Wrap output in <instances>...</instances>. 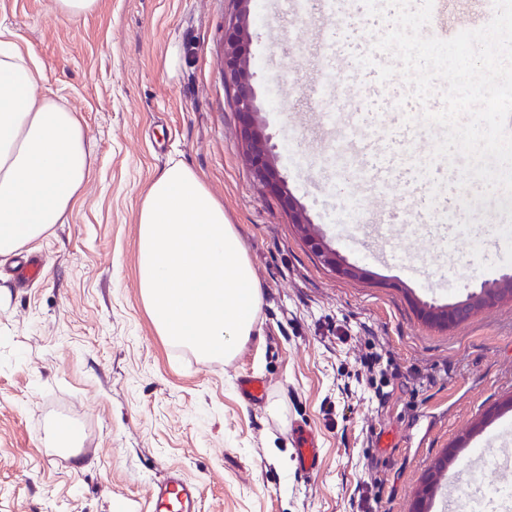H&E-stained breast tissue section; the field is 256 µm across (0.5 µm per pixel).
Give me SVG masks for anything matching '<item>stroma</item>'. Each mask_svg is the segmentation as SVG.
Returning a JSON list of instances; mask_svg holds the SVG:
<instances>
[{"mask_svg":"<svg viewBox=\"0 0 512 512\" xmlns=\"http://www.w3.org/2000/svg\"><path fill=\"white\" fill-rule=\"evenodd\" d=\"M52 0H0V27L28 50L45 87L78 112L92 149L90 179L69 223L24 249L41 279L19 285L0 258V512H147L151 487L176 466L201 489L199 512H359L358 485L378 483V512H413L443 449L461 484L499 478L502 451L470 450L512 420V300L447 327L419 314L512 274L496 201L458 209L462 233L439 248L420 225L391 238L401 262L372 260L363 226L394 224L391 196L337 193L323 154L332 139L306 91L316 77L319 13L297 18L257 0L248 52L265 133L286 144L277 169L326 242L360 278L331 273L243 156L224 88V25L233 0H99L66 22ZM343 44L371 43L385 21L361 0ZM204 179L244 241L262 288L256 333L231 360L202 359L157 333L138 288L142 187L168 160ZM360 195L357 222H337ZM388 360V396L356 382L360 358ZM268 383L244 399L241 376ZM277 402L281 418L266 405ZM313 431L321 469L300 477L297 428Z\"/></svg>","mask_w":512,"mask_h":512,"instance_id":"obj_1","label":"stroma"}]
</instances>
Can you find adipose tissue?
<instances>
[{"mask_svg":"<svg viewBox=\"0 0 512 512\" xmlns=\"http://www.w3.org/2000/svg\"><path fill=\"white\" fill-rule=\"evenodd\" d=\"M30 53L0 38V256L67 223L93 164L77 112L39 91ZM140 296L159 335L233 358L253 335L262 290L247 248L203 178L169 161L140 195Z\"/></svg>","mask_w":512,"mask_h":512,"instance_id":"adipose-tissue-1","label":"adipose tissue"}]
</instances>
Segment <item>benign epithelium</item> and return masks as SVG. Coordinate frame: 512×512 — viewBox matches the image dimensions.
I'll use <instances>...</instances> for the list:
<instances>
[{"label":"benign epithelium","mask_w":512,"mask_h":512,"mask_svg":"<svg viewBox=\"0 0 512 512\" xmlns=\"http://www.w3.org/2000/svg\"><path fill=\"white\" fill-rule=\"evenodd\" d=\"M234 3L235 13L224 30V84L232 93L233 107L243 126L245 159L256 179L279 197L291 223L301 229L308 246L324 265L340 276H360L363 269L347 263L336 249L326 243L279 175L276 168L277 145L272 143L271 136L262 133L258 121L261 108L247 52L252 39L251 26L254 25L253 0H234ZM506 296L512 298L511 275L484 284L479 292L471 294L467 300L441 308L437 313L432 312L429 306L424 311L428 312L430 319L449 325L467 319L475 311L495 304Z\"/></svg>","instance_id":"1"}]
</instances>
